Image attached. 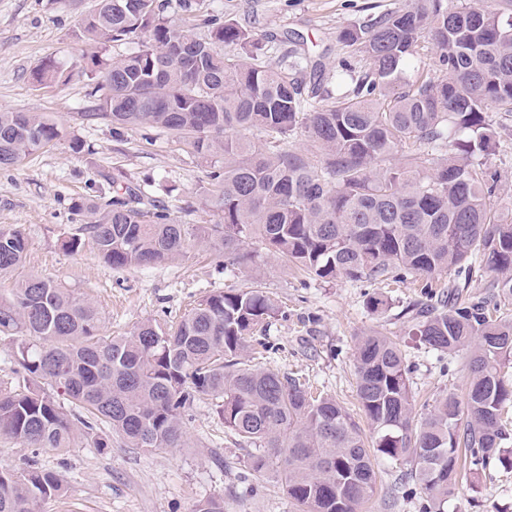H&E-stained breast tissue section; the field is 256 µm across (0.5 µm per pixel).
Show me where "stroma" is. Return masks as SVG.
<instances>
[{
	"label": "stroma",
	"instance_id": "obj_1",
	"mask_svg": "<svg viewBox=\"0 0 512 512\" xmlns=\"http://www.w3.org/2000/svg\"><path fill=\"white\" fill-rule=\"evenodd\" d=\"M402 0H196L201 15L233 19L252 29L265 59L297 66L309 79L319 70L325 88L335 89L336 70L352 54L341 31L368 14ZM95 0H0V110L39 112L64 124L67 140L34 153L21 165L0 170V227L20 228L29 250L22 266L0 278V297L14 281L31 274L61 282L85 296L103 314L102 332L129 335L146 320L176 322L204 296L261 280L279 304L277 315L257 329L247 359L253 365L294 373L315 392L335 397L359 415L354 368L357 339L380 332L396 339L412 369L415 412L424 416L436 399L463 396L469 373L461 359H449L411 336L406 306L421 300L416 283L389 286L337 279L311 280L292 266L258 251L254 263L226 273L210 251L195 247L175 261L150 267L115 269L91 247L62 250L61 239L78 218L74 201L97 198L104 175L126 181H153V197L185 224L208 222L196 206V191L210 170L192 149L157 129L115 134L111 124L90 123L81 114L90 103V81L80 76L83 44L78 22ZM52 60L73 73L65 83L40 86L31 72ZM83 145L73 152L69 138ZM382 295L385 311L367 300ZM185 445L146 450L113 439L111 447L84 444L61 451H36L0 437V466H35L57 473L66 492L42 502L40 512H195L213 497L224 512H299L275 477L245 466L249 446L225 431L209 400L197 401L185 418ZM404 463L378 459L377 485L361 512H419L409 493ZM445 512H512V468L492 462L477 475L460 477Z\"/></svg>",
	"mask_w": 512,
	"mask_h": 512
}]
</instances>
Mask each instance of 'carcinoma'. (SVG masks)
<instances>
[{
	"instance_id": "1",
	"label": "carcinoma",
	"mask_w": 512,
	"mask_h": 512,
	"mask_svg": "<svg viewBox=\"0 0 512 512\" xmlns=\"http://www.w3.org/2000/svg\"><path fill=\"white\" fill-rule=\"evenodd\" d=\"M168 0H97L79 23L80 73L93 81L89 122L159 128L202 159H222L198 189L209 224H183L144 187L104 176L112 198L75 204L76 232L115 269L160 265L204 247L233 267L246 247L296 264L320 280H425L429 301L409 310L414 335L450 356L472 349L464 400L446 395L415 421L411 369L399 343L357 339V397L372 430L336 399L314 396L301 377L244 360L248 336L278 313L260 280L204 296L176 325L148 320L128 336L102 334L97 306L61 283L30 275L0 301V332L13 336L16 388L0 391V434L29 448L62 450L79 437L109 448L103 421L132 448L184 447V417L212 401L224 428L255 448L247 464L274 471L302 512H358L376 486L372 457L409 464L422 512H434L461 472L479 474L501 454L512 385V208L497 189L498 129L489 111L512 117V12L474 0H408L347 29L342 40L369 61L342 64L337 93L313 103L288 65L260 62L250 30L212 16L194 27L167 16ZM137 50L108 60L100 50ZM438 60L398 85L417 48ZM446 72L439 79L434 71ZM53 61L40 84L69 81ZM319 161L288 146L298 132ZM41 114L0 111V167L64 140ZM28 241L0 228V276L21 266ZM454 272L446 293L433 280ZM480 272L485 296L462 298ZM66 400L74 410L61 404ZM59 476L0 467V512H37L63 495Z\"/></svg>"
}]
</instances>
